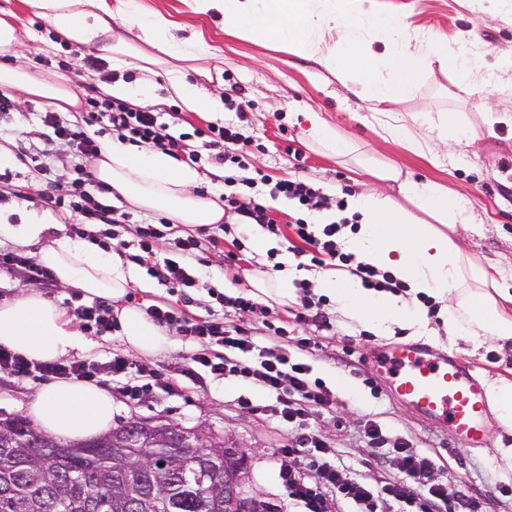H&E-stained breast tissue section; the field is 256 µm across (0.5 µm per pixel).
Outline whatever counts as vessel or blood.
I'll list each match as a JSON object with an SVG mask.
<instances>
[{"label": "vessel or blood", "instance_id": "vessel-or-blood-1", "mask_svg": "<svg viewBox=\"0 0 512 512\" xmlns=\"http://www.w3.org/2000/svg\"><path fill=\"white\" fill-rule=\"evenodd\" d=\"M383 365L394 394L424 416L446 423L463 445L485 444L489 389L481 376L461 362L434 358L415 345L391 349Z\"/></svg>", "mask_w": 512, "mask_h": 512}]
</instances>
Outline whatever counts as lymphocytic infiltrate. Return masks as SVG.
<instances>
[{"label":"lymphocytic infiltrate","mask_w":512,"mask_h":512,"mask_svg":"<svg viewBox=\"0 0 512 512\" xmlns=\"http://www.w3.org/2000/svg\"><path fill=\"white\" fill-rule=\"evenodd\" d=\"M92 121L117 132L119 138L135 144L149 143L171 156L186 153L191 162H198L197 151L185 148L188 137L202 139L205 149L215 151L224 163V184L232 192L224 196L225 206L234 210L243 223L257 224L269 234L282 236L283 231L264 205L263 196L284 197L291 201L298 215L291 224L296 237L305 245L313 266L341 270L355 276L361 286L374 292L404 291L405 285L391 273L380 271L376 266L357 260L353 253L344 251L340 241L343 225L357 223L358 217L348 214L346 199L336 201L341 212L340 220L317 226L307 220L308 213L319 209L322 194L319 188L303 180H279L266 183L264 191H257V179H240L238 172L244 169L245 147L240 133L227 126H208L194 129L193 133L175 134L158 112L134 109L125 102L87 97ZM42 123L53 137L69 147L79 159L74 182V199L69 208L80 224H115L117 218L112 206L102 203L89 189L91 173L87 163L97 157L100 145L78 127L63 124L57 113L47 112ZM167 219L145 224L140 230L138 250L130 254L133 263L144 267L149 276L168 288H191L195 279L189 262L203 248L194 236L176 238ZM172 239L176 258L158 259L153 246L164 239ZM147 315L158 326L167 327L178 323L185 337L198 343V350L188 357L181 370L190 381H201L203 376L222 377L238 375L251 384L267 391L274 398L269 411L284 424L298 427L305 424L306 406L327 407L330 392L320 380L311 379L310 366L298 358H291L277 344H258L241 327L226 329L209 318H195L167 305H152ZM40 373L60 378L89 379L97 383L115 385L125 397L140 399L146 392L143 385V367L116 355L103 363L75 360L63 363H37L0 345V373L26 376ZM301 445L317 462L316 476L308 480L288 463H281L280 475L288 487L289 498L303 505L305 512H332V504L347 502L355 505L356 512H378V501L388 497L400 503L404 512H483L480 498L459 489L435 482L432 473L433 459L409 450L404 444H393L391 451L401 461L402 478L399 481L374 488L350 476L333 460L331 450L314 434H304Z\"/></svg>","instance_id":"obj_1"}]
</instances>
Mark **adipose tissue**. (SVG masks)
I'll use <instances>...</instances> for the list:
<instances>
[{
    "instance_id": "1",
    "label": "adipose tissue",
    "mask_w": 512,
    "mask_h": 512,
    "mask_svg": "<svg viewBox=\"0 0 512 512\" xmlns=\"http://www.w3.org/2000/svg\"><path fill=\"white\" fill-rule=\"evenodd\" d=\"M24 2L53 29L58 41L93 50L116 66L131 62L150 75L163 77L170 97L186 111L223 113L222 95L206 92L186 76L193 62L209 51L201 32L177 38L176 24L161 12L134 7L133 0H124L131 24L138 30L133 38L113 27L109 0ZM193 2L195 13H220L225 29L239 37L271 42L285 52L308 58L340 82L358 81L362 96L375 105L412 98L422 71L436 67L453 71L464 80L478 64L477 51L450 49L428 41L426 34L409 31L400 16L373 7H354L353 0ZM331 23L343 32L333 46L327 45L323 36L325 26ZM367 34L388 48L395 79L372 78L374 57L363 40ZM0 88L41 98L57 107L78 103L76 93L66 84L18 65L0 64ZM479 108L483 124L479 130L464 124L455 112L435 117L422 112L416 119L440 134L472 142L494 125L512 126V114L492 111L484 101ZM307 119V138L318 149L334 157L353 153L352 141L318 113H308ZM92 173L96 181L131 207L161 212L171 223L204 226L224 219L218 196L195 192L198 173L177 165L170 155L151 146L118 141L106 144L92 165ZM371 173L381 182L397 184L401 197L349 196L348 211L359 214L360 224L356 231H343L345 249L359 260L389 269L411 293L454 299L443 320L447 339L461 338L476 348L491 339H512V284L500 270L478 266L454 236L458 224L469 215L467 202L440 184L403 178L400 168L392 164L372 167ZM408 202L432 216V223H411L404 208ZM36 258L61 286L80 289L90 298L119 300L133 280L130 267L119 254L101 256L81 239L62 238L43 245ZM319 281L322 287L338 291L359 317L378 328L399 320L421 330L428 325L402 296L363 292L333 272L320 274ZM118 321L127 343L139 352L149 355L167 349L168 337L138 308H122ZM0 344L30 360L49 362L86 347L87 342L73 318L28 288L0 304ZM28 413L46 434L74 441L108 433L114 420L111 395L78 380L46 385L29 404Z\"/></svg>"
}]
</instances>
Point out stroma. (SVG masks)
<instances>
[{
    "label": "stroma",
    "mask_w": 512,
    "mask_h": 512,
    "mask_svg": "<svg viewBox=\"0 0 512 512\" xmlns=\"http://www.w3.org/2000/svg\"><path fill=\"white\" fill-rule=\"evenodd\" d=\"M380 10L401 15L410 29L431 32L435 39L456 47L461 41L476 45L482 68H495L501 56L512 54V12L501 9L496 0H374ZM144 9L157 10L170 20L188 23L203 31L211 47L209 56L197 60L201 70L199 84L207 80L224 83L226 110L214 117L181 112L171 99L162 78H148L133 68H117L105 59L96 67L83 66L86 48L55 45L47 25L29 11L24 0H0V16L12 17L18 43L13 63L34 74L46 73L72 88L79 98L99 94L102 84L118 80L131 85L152 80L146 101L156 111L181 112L180 131L208 124L233 125L251 139L245 176L261 173L272 180L303 179L320 187L327 201L341 192L357 194L375 189L374 179L366 174L353 177L339 160L309 149L303 131L308 123L305 111L312 110L336 126L355 144L356 152L390 162L404 175L416 180H431L448 186L469 201L470 219L460 225L463 247L487 268L500 267L512 273V128L500 126L494 135L475 145L445 138L436 147L443 154L441 165H433L422 155L393 140L387 133V115L373 112L352 86L327 75L313 61L276 49L266 42L244 40L221 29L222 19L214 14L192 11V0H137ZM484 96L501 112L512 113V97L483 87L479 80L462 86L452 73L438 71L420 76L411 99L397 104L396 112H461L463 120L480 125L474 101ZM9 110L0 112V148L9 151L13 161L0 166V248L34 255L36 245L22 241L15 229L23 214L34 212L44 217L42 241L70 236L69 211L46 205L43 195L66 196L74 177L76 158L44 136L40 114L47 110L45 100L11 97ZM246 112L248 122H239L237 112ZM46 162L50 176L39 173L37 161ZM196 237H218V247L202 251L193 261L191 273L197 280L189 289L191 311L210 313L218 321L232 325L236 317L222 306L217 294L254 297L245 275L272 261L287 263L290 280H315L319 270L301 268L299 259L287 250L285 239L274 240L276 258L257 251L255 240L263 230L256 224L240 223L233 210H225L223 225L192 226ZM323 298L325 325L296 320L301 308L296 294L284 299L264 298L254 312L246 314L245 325L255 340L278 335L289 355L304 359L312 374L331 390L333 403L327 408L308 407L306 430L331 448L334 458L348 468L352 477L371 486L400 480L402 473L395 456L382 455L365 436L367 421L381 425L392 441L406 443L436 463L433 477L450 487L482 496L491 512H512V499L501 496L500 486L512 484V427H506L497 414L487 420L489 437L481 448L458 443L442 422L422 416L408 401L396 397L380 363L382 350L416 342L415 328L401 321L379 332L372 324L359 320L352 309L343 306L335 292L314 289ZM169 348L145 356L125 341L120 326L106 333L85 329L89 344L70 353V360L103 362L121 355L138 365L154 369L159 380H166L196 346L179 329L166 330ZM308 339L306 349H298L297 339ZM433 353L445 354L485 376L490 385L500 379L512 381V340L489 341L479 349L459 340L433 345ZM49 377L34 373L26 377L0 374V421L27 420V407ZM114 423L162 420L187 430H202L213 439L229 441L249 453L247 476L250 485L275 504L277 512H302L288 496L279 475L285 449H295L291 461L300 474H309L311 458L297 451L302 430L280 423L271 416L270 396L239 376L208 379L196 385L183 380L174 391L152 389L141 399L131 401L113 394Z\"/></svg>",
    "instance_id": "1"
}]
</instances>
